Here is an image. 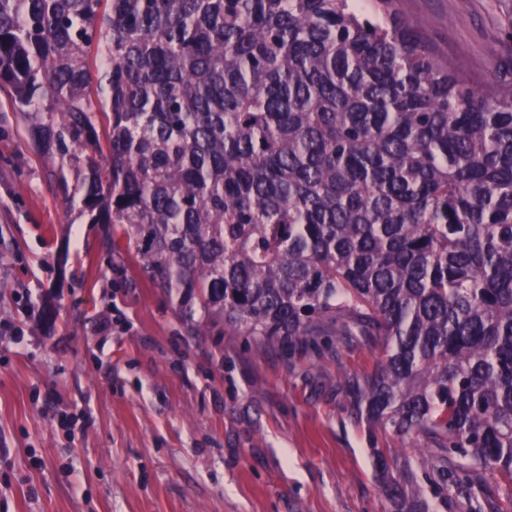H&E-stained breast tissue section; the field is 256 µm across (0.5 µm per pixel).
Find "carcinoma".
<instances>
[{"instance_id":"carcinoma-1","label":"carcinoma","mask_w":512,"mask_h":512,"mask_svg":"<svg viewBox=\"0 0 512 512\" xmlns=\"http://www.w3.org/2000/svg\"><path fill=\"white\" fill-rule=\"evenodd\" d=\"M392 4L0 0V90L190 330L381 347L341 386L371 439L420 448L419 476L372 449L389 512H438L450 480L485 512L486 472L512 496V83Z\"/></svg>"}]
</instances>
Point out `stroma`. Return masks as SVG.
Segmentation results:
<instances>
[{
	"label": "stroma",
	"instance_id": "35a3bbf8",
	"mask_svg": "<svg viewBox=\"0 0 512 512\" xmlns=\"http://www.w3.org/2000/svg\"><path fill=\"white\" fill-rule=\"evenodd\" d=\"M437 54L485 90L512 82V0H394ZM0 91V512H389L344 373L379 347L317 359L187 332L132 252L108 251L68 197L81 175L26 143Z\"/></svg>",
	"mask_w": 512,
	"mask_h": 512
}]
</instances>
